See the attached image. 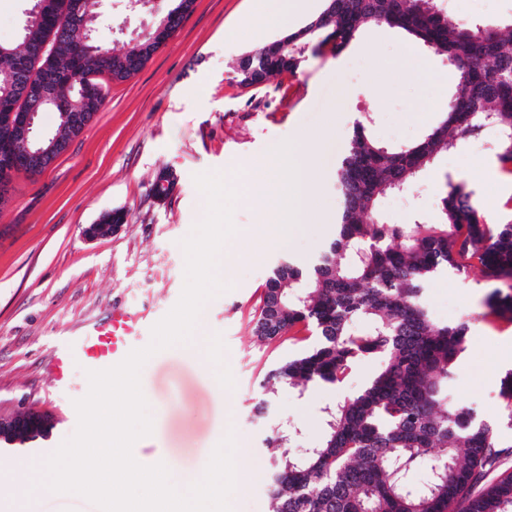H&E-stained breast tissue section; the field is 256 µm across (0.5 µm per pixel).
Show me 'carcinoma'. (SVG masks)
I'll use <instances>...</instances> for the list:
<instances>
[{
  "label": "carcinoma",
  "mask_w": 512,
  "mask_h": 512,
  "mask_svg": "<svg viewBox=\"0 0 512 512\" xmlns=\"http://www.w3.org/2000/svg\"><path fill=\"white\" fill-rule=\"evenodd\" d=\"M73 0H50L49 11L23 29L21 42L0 53V112L17 103L12 77L18 61L37 45L52 47L34 76L52 72L80 104L90 75L129 79L141 53L155 51V32L115 52L96 37L74 50L80 30H94L98 0L71 16ZM404 32L446 60L456 77L443 119L411 145L387 147L358 122L337 171L342 208L336 236L305 273L282 258L265 283L252 328L257 342L281 340L300 326L309 345L272 364L260 381L253 412L276 411L281 389L304 396L317 384L343 386L359 362L379 370L361 392L322 408L324 433L314 448L292 447L298 430L282 424L263 440L275 448L267 471L268 512H512V370L499 387L501 417L489 422L455 398L451 381L472 339L470 319L435 322L426 290L437 274L460 278L477 269L488 280L509 281L494 289L491 313L512 316V224L481 218L471 194L448 179L437 208L441 221L417 218L388 224L378 201L408 193L425 170L463 141L487 130L499 133V162L512 165V23L463 22L428 0H334L333 10L306 27L303 38L318 54L337 57L368 25ZM305 54L289 49L275 59L265 49L242 57L235 70L260 78L301 71ZM367 323L364 331L353 322ZM434 456L426 482L413 471Z\"/></svg>",
  "instance_id": "1"
}]
</instances>
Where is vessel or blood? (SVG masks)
<instances>
[{
    "instance_id": "b4317fda",
    "label": "vessel or blood",
    "mask_w": 512,
    "mask_h": 512,
    "mask_svg": "<svg viewBox=\"0 0 512 512\" xmlns=\"http://www.w3.org/2000/svg\"><path fill=\"white\" fill-rule=\"evenodd\" d=\"M141 320L135 313L117 311L108 323L95 326L91 332L68 339L55 352L56 380L65 382L69 365L81 360L95 366H113L131 350Z\"/></svg>"
}]
</instances>
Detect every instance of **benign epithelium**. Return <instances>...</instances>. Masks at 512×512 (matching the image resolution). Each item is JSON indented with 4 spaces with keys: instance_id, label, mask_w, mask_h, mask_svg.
Here are the masks:
<instances>
[{
    "instance_id": "benign-epithelium-1",
    "label": "benign epithelium",
    "mask_w": 512,
    "mask_h": 512,
    "mask_svg": "<svg viewBox=\"0 0 512 512\" xmlns=\"http://www.w3.org/2000/svg\"><path fill=\"white\" fill-rule=\"evenodd\" d=\"M23 94L33 95L39 102L64 107V98L56 77L44 76L33 87L23 90ZM34 112H7L0 114V125H5L12 133L14 148L7 153H0V198L9 197V182L19 167V161H24L30 173H43L65 154L71 141H64L56 136H43L38 133ZM158 189L154 196L163 201L174 191L176 177L171 172H165L156 180ZM120 222L111 220L108 224L96 221L84 228V236L95 240L114 232ZM53 425V418L42 411L29 410L12 416L0 415V447H10L19 442V436L24 435L36 440L44 435Z\"/></svg>"
}]
</instances>
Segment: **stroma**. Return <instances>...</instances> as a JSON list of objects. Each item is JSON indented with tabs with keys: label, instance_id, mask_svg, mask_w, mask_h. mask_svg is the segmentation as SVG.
Listing matches in <instances>:
<instances>
[{
	"label": "stroma",
	"instance_id": "obj_1",
	"mask_svg": "<svg viewBox=\"0 0 512 512\" xmlns=\"http://www.w3.org/2000/svg\"><path fill=\"white\" fill-rule=\"evenodd\" d=\"M440 4L469 23H512V0ZM174 6L175 0H151L149 10L132 16L126 0H101L99 35L108 48L122 50ZM260 9L259 0H195L192 13L143 68L126 81L105 82V102L94 121L49 170L14 175L9 201L0 208V415L50 414L54 428L31 450L47 456L75 431L73 402L89 388L81 363L71 366L65 383L56 382L54 345L122 309L145 321L134 347L149 343L152 327L184 285L179 242L205 211L195 174L229 178L244 169L259 181L273 144L300 135L316 140L314 216L287 248L256 249L259 203L252 195L235 203L237 233L225 246L229 288L206 304L203 323L223 337L234 389L221 387L213 365L175 348L153 355L141 374L154 423L143 451L159 452L178 475L202 473L210 449L234 431V512H268L261 472L273 451L262 441L271 426L291 424L298 430L295 447H315L323 437L322 407L363 389L378 369L376 361H362L344 386H318L301 398L281 390L276 412L255 417L264 372L295 348L285 339L262 345L252 338L266 279L284 256L307 267L332 237L341 206L336 171L355 122L384 145L413 143L438 121L455 86L445 60L422 46L417 60H407L409 38L385 26L366 28L338 57L308 55L297 76L241 88L234 63L286 34L282 28L258 33L251 17ZM498 152L492 131L463 143L423 173L418 199H380L386 223H411L419 211L437 223L436 200L448 176L471 192L483 219L512 222V177L474 172L478 163L497 164ZM163 169L173 170L178 182L160 203L152 184ZM113 210L124 213L123 224L109 236L86 239L84 227ZM488 291L479 272L464 279L444 273L430 280L427 302L436 322L473 318L472 341L452 385L462 404L494 419L501 413L500 377L512 367V321L482 320Z\"/></svg>",
	"mask_w": 512,
	"mask_h": 512
}]
</instances>
